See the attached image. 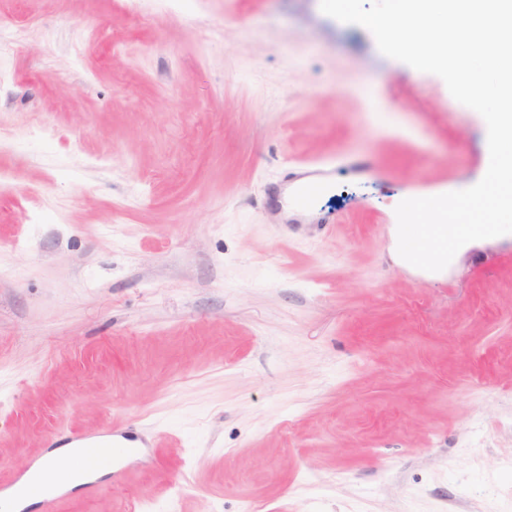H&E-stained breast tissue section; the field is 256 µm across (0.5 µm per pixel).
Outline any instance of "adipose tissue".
I'll return each instance as SVG.
<instances>
[{
    "instance_id": "obj_1",
    "label": "adipose tissue",
    "mask_w": 512,
    "mask_h": 512,
    "mask_svg": "<svg viewBox=\"0 0 512 512\" xmlns=\"http://www.w3.org/2000/svg\"><path fill=\"white\" fill-rule=\"evenodd\" d=\"M74 448L58 449L56 456H49L40 465L31 469L20 488L11 496L0 500V512H19L20 508L38 503L42 498L61 488H72L84 483V476L75 474L72 466L57 465V457L73 458Z\"/></svg>"
}]
</instances>
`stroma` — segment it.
<instances>
[{"instance_id": "35a3bbf8", "label": "stroma", "mask_w": 512, "mask_h": 512, "mask_svg": "<svg viewBox=\"0 0 512 512\" xmlns=\"http://www.w3.org/2000/svg\"><path fill=\"white\" fill-rule=\"evenodd\" d=\"M0 29L1 487L113 431L57 512H512V234L397 250L409 194L484 177L478 112L320 0ZM323 165L343 196L269 198Z\"/></svg>"}]
</instances>
